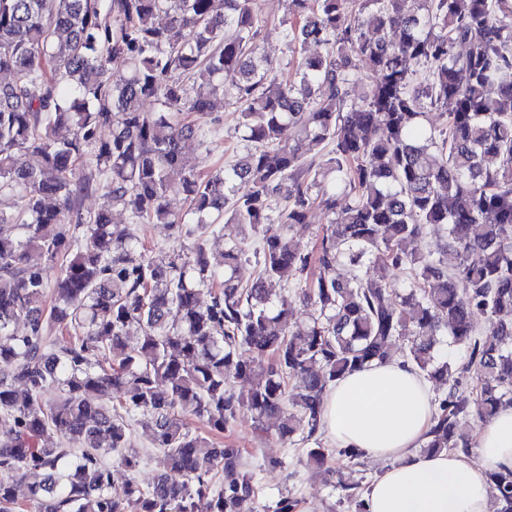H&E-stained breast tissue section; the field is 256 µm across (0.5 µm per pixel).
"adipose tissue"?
<instances>
[{"instance_id": "obj_1", "label": "adipose tissue", "mask_w": 512, "mask_h": 512, "mask_svg": "<svg viewBox=\"0 0 512 512\" xmlns=\"http://www.w3.org/2000/svg\"><path fill=\"white\" fill-rule=\"evenodd\" d=\"M435 415L430 383L399 361L347 373L328 388L323 432L383 465L366 491L367 512H490L491 475L512 469V406L477 422L472 463L448 450L421 451Z\"/></svg>"}]
</instances>
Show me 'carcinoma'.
Wrapping results in <instances>:
<instances>
[{
  "instance_id": "obj_1",
  "label": "carcinoma",
  "mask_w": 512,
  "mask_h": 512,
  "mask_svg": "<svg viewBox=\"0 0 512 512\" xmlns=\"http://www.w3.org/2000/svg\"><path fill=\"white\" fill-rule=\"evenodd\" d=\"M401 2L289 0L287 42L302 55L290 75L254 63L256 0H0V196L13 198L0 208V362L13 365L0 377V423L11 425L0 512H197L203 500L236 512L253 492L238 450L182 415L217 436L246 409L284 440H316L328 387L376 361L399 358L442 386L428 450L470 457L459 417L473 402L485 418L512 405V84L500 81L512 70V0H422L419 14ZM171 26L188 39L171 41ZM312 43L324 53L303 56ZM363 62L369 87L356 96ZM218 92L244 150L203 175L181 144L220 122ZM446 104L444 126L427 125ZM61 126L71 138L54 136ZM100 186L137 223L201 237L216 214L240 237L216 263L200 243L155 263L109 214L82 212ZM177 194L183 213L168 208ZM315 208L329 224L302 250L292 235ZM430 226L443 229L440 252L408 248ZM251 256L258 273L243 284ZM43 258L60 265L54 283ZM273 281L297 288L308 321L289 318ZM448 345L466 350L465 366ZM469 371L482 382L466 391ZM135 424L160 467L117 492L112 461L140 464ZM49 429L61 445H39ZM28 471L44 479L23 504ZM490 495L492 512H512V470L491 477Z\"/></svg>"
}]
</instances>
